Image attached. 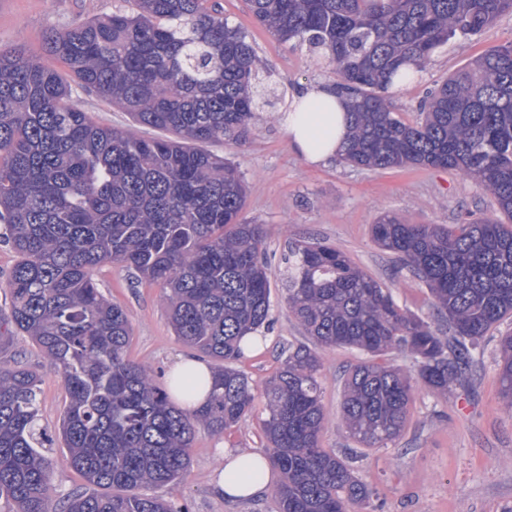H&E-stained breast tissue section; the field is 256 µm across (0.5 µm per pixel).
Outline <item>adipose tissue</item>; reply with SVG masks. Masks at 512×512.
<instances>
[{
  "label": "adipose tissue",
  "mask_w": 512,
  "mask_h": 512,
  "mask_svg": "<svg viewBox=\"0 0 512 512\" xmlns=\"http://www.w3.org/2000/svg\"><path fill=\"white\" fill-rule=\"evenodd\" d=\"M280 123L293 150L312 163H326L340 155L350 126L348 100L333 84L298 89ZM224 466L217 491L230 500H251L268 493L275 482L271 466L257 451L224 448Z\"/></svg>",
  "instance_id": "obj_1"
}]
</instances>
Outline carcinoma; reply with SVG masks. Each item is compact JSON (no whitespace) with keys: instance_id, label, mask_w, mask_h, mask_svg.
<instances>
[{"instance_id":"cac0c4a2","label":"carcinoma","mask_w":512,"mask_h":512,"mask_svg":"<svg viewBox=\"0 0 512 512\" xmlns=\"http://www.w3.org/2000/svg\"><path fill=\"white\" fill-rule=\"evenodd\" d=\"M113 13L46 33L43 50L0 49V223L18 255L0 285V347L16 334L38 347L66 389L58 425L66 461L87 485L57 506L51 443L40 423L37 371L0 363V500L5 512H180L141 493L188 471L195 429L231 432L252 413L255 390L232 366L263 340L271 285L262 224L244 218L246 186L229 160L202 148L236 142L260 108L262 61L213 0H133ZM283 42L334 65L351 95L342 153L353 167L446 168L475 178L499 216L453 228L385 215L375 243L427 287L448 337L401 308L392 289L322 243H297L281 273L289 312L313 344L358 349L341 417L366 448L405 428L417 387H464L488 333L512 317V43L452 74L407 123L380 95L403 66L422 65L450 39L512 13V0H249ZM120 107L142 137L102 126L74 87ZM120 264L165 290L169 323L213 363L208 401L170 403L152 370L128 357V311L105 298L96 268ZM400 351L414 371L374 361ZM315 349L298 345L264 390V455L283 475L278 512H353L373 491L346 455L321 447L325 420ZM501 394L512 405V334L500 339ZM187 399L199 384L172 379Z\"/></svg>"}]
</instances>
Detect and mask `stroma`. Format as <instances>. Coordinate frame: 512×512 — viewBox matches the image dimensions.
<instances>
[{
    "instance_id": "stroma-1",
    "label": "stroma",
    "mask_w": 512,
    "mask_h": 512,
    "mask_svg": "<svg viewBox=\"0 0 512 512\" xmlns=\"http://www.w3.org/2000/svg\"><path fill=\"white\" fill-rule=\"evenodd\" d=\"M219 2L230 24L249 31L263 63L271 103L250 121L240 141L211 143L207 149L233 162L245 176L244 215L268 229L271 279L279 280L289 245L300 240L323 242L344 251L356 266L390 286L401 307L433 321L427 288L378 247L371 236L372 224L386 214L409 224H465L494 217V200L476 179L453 170L361 169L340 159L319 166L305 162L292 150L279 114L297 87L338 83L333 66L305 47L280 42L259 26L247 0ZM130 8L129 0H0V47H24L54 68L57 59L42 50L46 32ZM509 43L512 14H505L476 37L450 40L416 79L384 97L404 121L416 122L419 104L429 91L479 55ZM95 280L102 294L130 315L131 358L154 370L158 385H165L176 358L188 349L169 325L162 289L113 264L98 267ZM271 301L272 324L262 347L238 363L258 392L287 356L289 346L307 340L280 289H273ZM509 332L510 321L485 337L469 390L439 396L417 389L401 437L384 448L362 447L340 418L344 373L364 360V353L343 347L321 349L325 409L321 444L349 455L355 475L374 489L363 512H512V408L502 398L497 367L499 339ZM7 354L42 370L40 418L48 429H55L66 401L60 378L46 370L41 353L27 337L17 336ZM264 417V399L258 395L252 414L232 434L219 436L197 427L188 472L179 484L156 489V496L186 506L188 512H276L274 493L232 501L215 488L218 448L262 449Z\"/></svg>"
}]
</instances>
